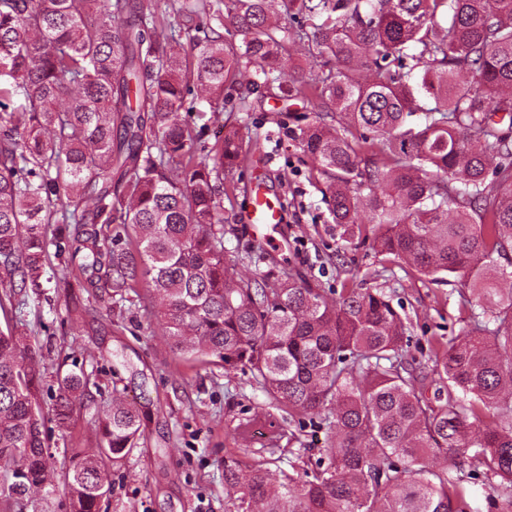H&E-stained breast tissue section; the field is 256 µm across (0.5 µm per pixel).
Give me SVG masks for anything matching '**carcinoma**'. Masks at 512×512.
<instances>
[{"label": "carcinoma", "mask_w": 512, "mask_h": 512, "mask_svg": "<svg viewBox=\"0 0 512 512\" xmlns=\"http://www.w3.org/2000/svg\"><path fill=\"white\" fill-rule=\"evenodd\" d=\"M226 19L240 42L224 39ZM296 46L318 71L284 74ZM249 69L252 85L305 102L298 145L341 237L471 283L482 319L437 342L433 398L383 289L329 299L291 271L235 272L223 193L251 149L234 126L206 142L195 99L219 121L224 88ZM62 239L66 287L108 306L159 299L173 354L248 371L280 410L324 423L310 474L224 458L239 512H462L469 489L441 457L500 479L492 505L512 512V0H0L7 299L39 294ZM93 376L60 377L58 425ZM41 381L23 337L0 329V503L59 487L70 512H100L143 417L113 394L97 454L57 466Z\"/></svg>", "instance_id": "carcinoma-1"}]
</instances>
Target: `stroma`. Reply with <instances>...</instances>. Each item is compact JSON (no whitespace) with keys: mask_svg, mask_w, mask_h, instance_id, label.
Returning <instances> with one entry per match:
<instances>
[{"mask_svg":"<svg viewBox=\"0 0 512 512\" xmlns=\"http://www.w3.org/2000/svg\"><path fill=\"white\" fill-rule=\"evenodd\" d=\"M237 97V88L225 89L226 124L239 127L244 137L270 140L267 158L243 170L237 190L224 200V246L240 259L237 273L259 278L272 267L287 268L328 294L344 285L383 288L393 307L413 322L408 357L431 372V341L463 335L473 325L468 286L456 279L435 284L406 274L404 265L342 241L324 202L323 185L311 178V161L293 137L302 103L282 100L261 86L251 94L254 109L246 115L237 112ZM258 184L268 197L289 200L281 224L253 229L241 224L247 194ZM44 295L43 302L29 303L24 321L15 325L19 334L39 341L43 406H50L57 390V371L70 370L72 362L95 373L100 385L68 427L46 420L54 455L67 448L94 453L93 416L113 392L134 403L145 418L146 438L114 473L106 512H229L225 457L254 465L274 434L282 469L301 472L320 458L327 444L325 429L272 408L250 375L176 363L155 321L126 306L106 307L84 289L50 282ZM245 420L253 428L243 436L236 426Z\"/></svg>","mask_w":512,"mask_h":512,"instance_id":"35a3bbf8","label":"stroma"}]
</instances>
